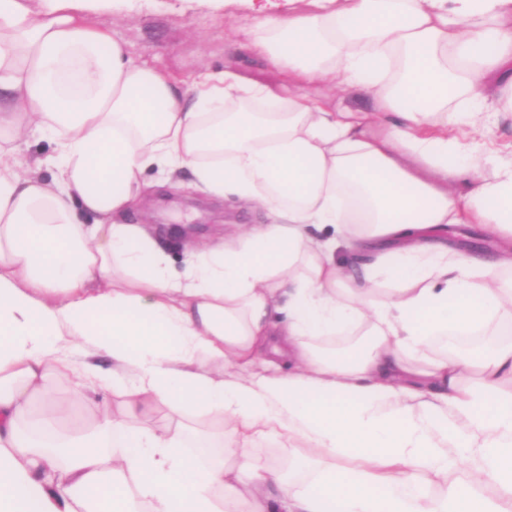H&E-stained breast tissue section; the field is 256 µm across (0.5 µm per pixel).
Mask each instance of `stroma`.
<instances>
[{
  "instance_id": "1",
  "label": "stroma",
  "mask_w": 512,
  "mask_h": 512,
  "mask_svg": "<svg viewBox=\"0 0 512 512\" xmlns=\"http://www.w3.org/2000/svg\"><path fill=\"white\" fill-rule=\"evenodd\" d=\"M253 15L248 0H113L111 7L89 12L92 26L112 32L123 42L134 60L167 71L179 87L189 86L204 72L230 73L244 86L281 88L287 74L266 55L252 47L255 37ZM146 181L156 192L144 211L125 216L128 224L151 225L171 260L174 273L183 270L187 239L174 238V221L199 225L198 240L208 241L224 234L228 224H257L259 214L240 208L232 200L207 199L188 191L190 173L179 176L180 187L164 188V175L147 168ZM250 451L269 465L300 477L307 449L288 453L279 441L258 440Z\"/></svg>"
}]
</instances>
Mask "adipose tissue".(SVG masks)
Segmentation results:
<instances>
[{"mask_svg":"<svg viewBox=\"0 0 512 512\" xmlns=\"http://www.w3.org/2000/svg\"><path fill=\"white\" fill-rule=\"evenodd\" d=\"M310 2L256 18L287 91L205 73L183 92L85 21L112 0H0V512H512V161L482 175L448 137L512 109V0ZM331 75L374 110L303 92ZM30 131L56 143L50 180L14 147ZM151 166L267 221L173 276L118 221ZM491 327L480 354L428 349ZM56 376L119 411L77 429ZM228 421L316 449L308 485L225 451Z\"/></svg>","mask_w":512,"mask_h":512,"instance_id":"1","label":"adipose tissue"}]
</instances>
